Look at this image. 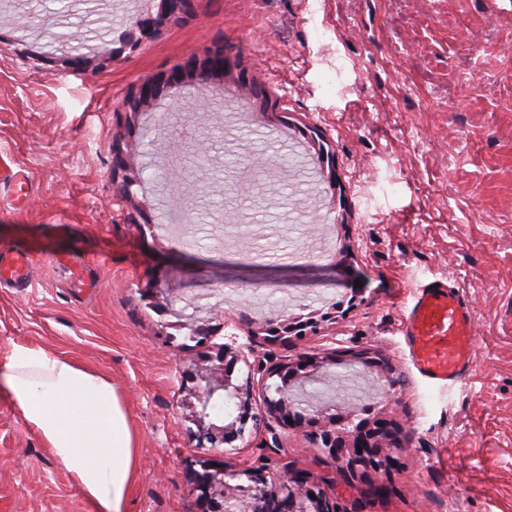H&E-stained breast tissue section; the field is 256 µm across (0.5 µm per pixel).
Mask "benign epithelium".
Wrapping results in <instances>:
<instances>
[{"mask_svg": "<svg viewBox=\"0 0 512 512\" xmlns=\"http://www.w3.org/2000/svg\"><path fill=\"white\" fill-rule=\"evenodd\" d=\"M193 0H159L157 12L137 22L140 34L151 37L158 27L167 20L179 19L191 11ZM227 65L221 49L204 55L192 54L181 64L165 71L157 77L143 82L137 92L123 104L129 126L138 123L141 112L150 107L168 88L185 81L210 84L224 81ZM114 169L124 172L125 188L136 184V178L128 174L134 170L131 161L125 157L120 143L113 144ZM318 321L309 318L305 321L295 318L268 320L261 328L268 340L288 341V336L314 328ZM240 359H246L241 350L224 345L215 355L206 359V364L198 367L194 379L205 383L195 392L200 409L193 411L192 423L197 427L194 435L201 448L230 444L244 436L248 421H258L249 411V400L253 390V377L247 376L244 382L235 384L227 366ZM344 360L360 364L368 369L389 371V366L379 354L369 350L332 352L322 356H304L296 362H285L266 366L262 362L253 369L264 378L278 377L282 381L279 398L267 402L270 417L283 425L288 421L300 420L315 428V440L335 461L341 463L337 475L315 479L308 473L298 470L292 464L284 467L281 480L275 484L268 481V467H249L244 470H227L224 465L209 466L204 472L192 471L188 481L196 493L198 512H271L270 504L283 501L287 512H343L345 507L330 493L336 477L362 484H378L379 475H389L400 466L399 459L387 452L391 447L400 446L401 427L381 413L371 412L362 418L351 430L336 426L321 425L324 410L318 409L309 417H302L294 411V383L321 374L329 366ZM229 395L238 400L240 414L229 424L218 426L206 423L208 407L218 394ZM246 477L247 483L232 485L226 478Z\"/></svg>", "mask_w": 512, "mask_h": 512, "instance_id": "1", "label": "benign epithelium"}]
</instances>
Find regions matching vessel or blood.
Segmentation results:
<instances>
[{
  "instance_id": "vessel-or-blood-1",
  "label": "vessel or blood",
  "mask_w": 512,
  "mask_h": 512,
  "mask_svg": "<svg viewBox=\"0 0 512 512\" xmlns=\"http://www.w3.org/2000/svg\"><path fill=\"white\" fill-rule=\"evenodd\" d=\"M0 182L23 194L30 181L24 171L0 159ZM35 262L31 255L0 253V284L29 285ZM413 363L429 379L455 382L473 367L472 320L464 295L441 281L415 295L404 324Z\"/></svg>"
}]
</instances>
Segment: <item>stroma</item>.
<instances>
[{
	"mask_svg": "<svg viewBox=\"0 0 512 512\" xmlns=\"http://www.w3.org/2000/svg\"><path fill=\"white\" fill-rule=\"evenodd\" d=\"M97 2L112 26L92 46L111 61L82 74L43 32L80 26L82 0H0V151L32 185L22 207L0 187V251L36 261L32 285L0 288V354L41 345L111 377L139 437L128 512H197L186 475L207 460L334 471L304 427L272 420L199 449L186 375L224 343L267 364L332 349L387 360L391 389L339 366L294 390L342 414L392 399L406 434L394 490L369 504L341 480L345 505L512 512V0H195L125 51L158 0ZM216 47L224 82L172 89L126 125L138 85ZM118 139L140 170L126 199ZM59 254L94 261L97 288L71 287ZM436 280L471 301L475 364L454 383L423 377L402 334ZM154 286L163 297L144 299ZM281 317L320 326L251 337ZM0 512H94L3 395Z\"/></svg>",
	"mask_w": 512,
	"mask_h": 512,
	"instance_id": "35a3bbf8",
	"label": "stroma"
}]
</instances>
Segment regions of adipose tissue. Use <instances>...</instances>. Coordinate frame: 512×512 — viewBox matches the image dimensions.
<instances>
[{"instance_id": "adipose-tissue-1", "label": "adipose tissue", "mask_w": 512, "mask_h": 512, "mask_svg": "<svg viewBox=\"0 0 512 512\" xmlns=\"http://www.w3.org/2000/svg\"><path fill=\"white\" fill-rule=\"evenodd\" d=\"M10 395L96 512H127L139 478L138 434L111 378L36 345L0 355Z\"/></svg>"}]
</instances>
